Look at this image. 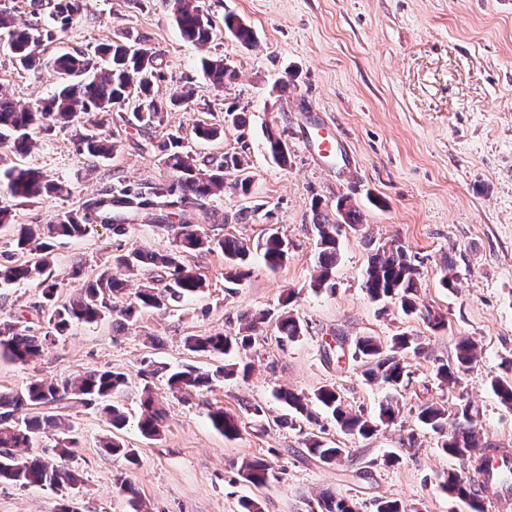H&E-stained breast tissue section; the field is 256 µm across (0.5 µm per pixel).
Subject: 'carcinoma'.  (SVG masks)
<instances>
[{
    "label": "carcinoma",
    "instance_id": "1",
    "mask_svg": "<svg viewBox=\"0 0 512 512\" xmlns=\"http://www.w3.org/2000/svg\"><path fill=\"white\" fill-rule=\"evenodd\" d=\"M170 10L182 37L196 45H205L211 38V21L199 0H163ZM82 0H53L52 18L60 30L66 31L80 24ZM224 27L244 46L254 43V31L235 15L224 16ZM7 31V43L17 63L27 70L49 69L59 82L54 94L42 106L24 107L12 98L0 94V149L25 154L33 146L32 132H52L58 128L73 126L78 136L80 151L94 157L107 158L118 147V141H109L101 128L116 109H130L131 123L143 132L162 126L169 107L188 101L187 92L166 102L154 94L155 84L163 78L162 57L142 44V36L131 31L119 39L97 47L93 54L60 53L44 58L39 48L44 41L53 38V32L37 24L16 18L9 8H0V30ZM203 75L209 82L222 88L237 77L236 70L224 64L221 57L204 56L200 60ZM242 128L246 125L244 113L235 107L225 110L224 124H204L193 128L195 137L216 140L224 137V125ZM266 146L280 166L288 164L289 148L286 130L266 129ZM145 148L158 154L168 172L163 180H146L131 184L120 178L105 185L95 195L84 199L77 207L57 214L47 224H16L8 205H0V232L11 233L10 244L15 255H28L22 263L6 260L0 263V284L30 281L38 283L50 310L49 331L38 334L17 317L0 320V357L22 365L35 361L45 346L54 339L65 336L78 324H93L105 314L114 311L113 304L124 296L128 272H143V282L134 300L120 309V317L132 322L144 310H162L205 292L208 284L194 266L186 263L184 254L211 252L215 249L224 254L225 280L241 281L251 256L250 245L236 237L216 239L194 224H172L170 217L182 215L191 209H204L212 198L224 193V174H236L235 190L246 196L250 193L252 176L246 173L244 156L226 153L221 159L200 161L192 154L186 137L180 131H171L159 139H145ZM64 187L48 180L36 168L0 167V194L11 198H38L43 195L61 194ZM320 202L313 203L316 212L314 228L317 232L319 273L314 287L328 288L332 270L340 256L339 236L341 224H333L319 211ZM151 210L155 221L172 233L171 248L154 250L136 247L126 254L112 258V265L85 280L77 295L59 304L55 295L59 284L51 273V252L56 239H78L85 236L96 224L109 226L115 235L127 233L128 226L140 213ZM336 212L342 224L356 229L361 224L360 212L348 198L336 201ZM210 220L215 224H248L252 212L241 208L232 215L214 209ZM266 266L275 270L288 258V243L277 232H272L257 244ZM421 272L406 252L399 248H379L371 255L364 275V288L371 299L392 298L400 302L407 315L416 314L429 327L440 331L448 327L444 316L428 308H420L417 293ZM276 318L278 333L293 340L301 334L299 322L284 311L273 316L269 311L242 314V329L230 336L216 332L207 336H189L185 346L192 352L229 356L250 348L257 328L271 318ZM421 342L416 336L401 334L392 339L390 349H384L380 340L362 336L355 343L356 359L365 367L364 375L373 381L397 386L407 375L404 359L397 356L401 351L419 353ZM477 357V346L469 338L460 339L455 346L453 361L438 368L441 381L454 384L459 375L470 368ZM236 365L220 367L213 372H203L194 367L170 372L167 385L172 391L190 392L210 388L214 382L236 374ZM125 375L111 370L86 372L59 380L35 379L21 390L0 391V481L29 488H49L61 495L63 503L58 512H73L64 502L67 491L78 486L80 479L75 471L63 464L72 454L78 441L73 435L63 403L71 399L79 405L89 403L101 408L112 424L120 430L127 422V415L117 396L125 386ZM491 386L506 407L512 408V382L495 378ZM275 397L288 405L296 417H310L309 398L290 390H280ZM314 403L329 412L337 426L347 434L363 437L372 435L379 425L394 422L400 413L398 401L391 399L379 406L373 416L353 411L334 387H323L314 393ZM418 420L442 435V450L467 462L476 473H487L492 458H505L509 451L480 445L477 435L469 427L448 422V412L437 404H424L418 408ZM212 427L226 438L240 434L241 420L222 407L208 411ZM164 413L156 407L149 387H144L141 414L137 427L142 436L155 439L161 435ZM59 436L56 456L22 455L21 448H31L46 428ZM101 447L108 455L121 459L126 472L115 479V487L128 496L129 512H143L130 470L139 465L133 448H128L119 438L102 441ZM308 452L320 460L331 463L344 452L342 448L328 446L318 437L306 439ZM272 470L271 462L254 458L241 463L239 476L248 484L260 486L266 483ZM442 489L458 498L471 499L473 512H482L473 500L471 484L457 472H448L441 482ZM320 512H357L356 504L342 496L328 494L319 502Z\"/></svg>",
    "mask_w": 512,
    "mask_h": 512
}]
</instances>
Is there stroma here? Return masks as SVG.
<instances>
[{
	"label": "stroma",
	"mask_w": 512,
	"mask_h": 512,
	"mask_svg": "<svg viewBox=\"0 0 512 512\" xmlns=\"http://www.w3.org/2000/svg\"><path fill=\"white\" fill-rule=\"evenodd\" d=\"M212 25L205 47L184 40L161 0H84V19L45 43L60 50L93 52L133 31L164 60L157 97L193 89L192 99L168 112L154 137L198 124L223 123L228 106L246 114L245 128L227 127L223 139L195 141L193 152L218 157L246 149L253 182L240 195L226 176L223 196L213 204L228 213L255 208L247 224H214L207 211L187 212L185 222L214 238L261 240L268 224L288 240V259L270 271L253 253L239 284L224 280V255H187L207 280V290L177 307L145 313L133 323L112 315L81 325L27 365L0 358V390H15L34 379H59L90 370L125 373L119 397L130 421L120 437L136 449L139 465L132 480L149 512H240L242 498L258 500L263 512H320L323 494L355 502L375 512L382 500L399 501L406 512H470L441 488L444 473L469 472L462 460L444 453L439 436L420 425L417 409L437 403L448 411L468 402L471 426L483 442L512 451V408L503 406L491 381H512V7L502 0H202ZM234 14L256 35L241 45L224 28ZM217 55L237 71L224 87L209 83L199 67L202 55ZM289 76L287 93L273 84ZM52 71L19 67L8 47H0V93L25 106L41 103L53 91ZM328 122L338 139L335 160L317 158L305 136ZM286 129L290 157L277 165L264 145L268 127ZM120 147L107 159L82 154L73 130L36 135L30 153H4L0 160L40 169L65 191L31 202L12 200L19 224H46L58 212L94 195L113 177L139 183L163 179L156 154L137 149L138 128L113 117L103 129ZM350 198L362 215L359 230L342 228L341 257L330 286L314 291L317 275L312 199L338 222L336 200ZM173 238L143 212L127 234L101 224L79 239L63 240L53 253L60 282L58 301L81 288L74 266L95 274L115 254L139 246L166 249ZM402 247L418 266L422 304L445 316L448 327L429 328L405 315L398 301L376 302L364 274L377 246ZM455 285H441L446 266ZM37 283L0 285V317H20L36 331L47 324ZM259 310L289 311L301 324L295 340L280 339L273 326L260 329L243 351L247 375L224 379L212 389L172 392L165 379L144 380L149 366L176 369L192 365L215 369L217 359L187 350L184 339L218 331L237 332L240 316ZM421 339L420 354L404 353L409 375L390 389L366 380L353 357L354 342L374 336L390 345L393 336ZM472 339L478 357L460 381L442 384L437 370L452 361L460 338ZM151 386L165 410L162 434L143 438L134 423L141 392ZM340 391L352 410L367 415L395 397L400 414L370 437L340 431L320 408L313 418L292 423L277 401L279 389L313 396L322 387ZM258 404L261 417L245 412ZM240 416L241 432L225 438L207 419L210 407ZM79 445L67 461L81 477L74 490L75 512H127V499L113 480L122 461L102 451L99 441L112 427L97 407L69 411ZM318 435L342 448L328 464L310 456L305 439ZM265 458L272 471L265 485L242 482V461ZM58 496L47 489L0 483V512H56Z\"/></svg>",
	"instance_id": "stroma-1"
}]
</instances>
